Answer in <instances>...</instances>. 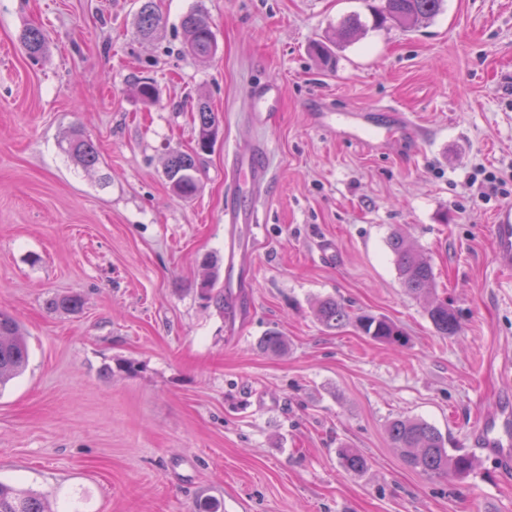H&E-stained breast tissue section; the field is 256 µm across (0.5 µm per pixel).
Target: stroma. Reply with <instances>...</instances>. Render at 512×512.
I'll return each mask as SVG.
<instances>
[{
  "mask_svg": "<svg viewBox=\"0 0 512 512\" xmlns=\"http://www.w3.org/2000/svg\"><path fill=\"white\" fill-rule=\"evenodd\" d=\"M0 0V308L29 336L25 373L0 391V481L58 512H512V467L476 439L512 397V277L499 272L491 217L512 205V0H445L408 31L375 26L379 0ZM206 15V62L183 16ZM363 30L340 39L342 22ZM41 28L49 51H22ZM336 41L322 65L313 42ZM149 77L156 102L136 94ZM274 85L265 125L250 92ZM206 99L221 123L199 161L201 189H170L171 150L194 143ZM404 133L374 149L318 129L317 112H365ZM430 133L422 145L413 136ZM80 131L101 162L77 166ZM272 148L258 225L238 234L232 313L201 300L205 261L224 253L235 145ZM495 182H488V175ZM430 259L433 296L461 324L438 334L403 288L392 233ZM79 294L68 313L50 298ZM392 320L405 346L354 324L323 326L315 304ZM276 331L282 356L260 340ZM421 418L479 464L457 479L411 469L387 434ZM368 460L345 471L336 450ZM136 16V26L142 35L152 34L160 23V16L155 8L154 0L142 1ZM181 25L189 34L186 49L191 56L209 60L216 54L217 42L202 11H190L183 16ZM20 40L28 57L32 60H38L48 50V39L39 28H26L21 34Z\"/></svg>",
  "mask_w": 512,
  "mask_h": 512,
  "instance_id": "1",
  "label": "stroma"
}]
</instances>
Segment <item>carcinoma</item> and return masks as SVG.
<instances>
[{"instance_id": "1", "label": "carcinoma", "mask_w": 512, "mask_h": 512, "mask_svg": "<svg viewBox=\"0 0 512 512\" xmlns=\"http://www.w3.org/2000/svg\"><path fill=\"white\" fill-rule=\"evenodd\" d=\"M443 0H384L381 7L373 9L377 25L394 22L406 30L430 21L441 10ZM160 23L154 0H143L136 16V26L143 35L152 34ZM182 27L188 32L187 52L201 60L211 59L217 52V42L206 16L194 10L183 16ZM28 57L37 60L48 50V39L39 28H27L20 37ZM195 126L194 146L187 150L174 149L169 153L165 175L172 190L183 199H191L200 190L198 160L200 154L212 149L219 128V117L207 102H200L193 113ZM68 152L80 165L91 168L99 164L100 154L95 144L80 133H74ZM388 245L395 257L401 284L409 293L418 297L434 282L430 261L408 238L394 234ZM216 278L204 279L199 288L202 300L224 307V289H215ZM50 305L62 311L80 309L81 300L76 294L56 296ZM435 330L443 336H455L460 323L446 301H435L425 308ZM317 320L328 328H340L348 319L345 308L334 298L320 300L315 309ZM359 329L374 340L403 343V332L392 321L371 315L357 319ZM263 349L273 354H284L288 349L286 339L276 332L265 336ZM29 348L27 336L16 318L0 309V390L19 377L27 366ZM393 446L397 448L409 467L420 472L464 478L477 466L472 453L446 447L443 434L429 422L419 418H398L387 426ZM343 467L349 472L367 468V459L360 453L341 447L337 449ZM0 512H55L43 496L28 489L0 482Z\"/></svg>"}]
</instances>
